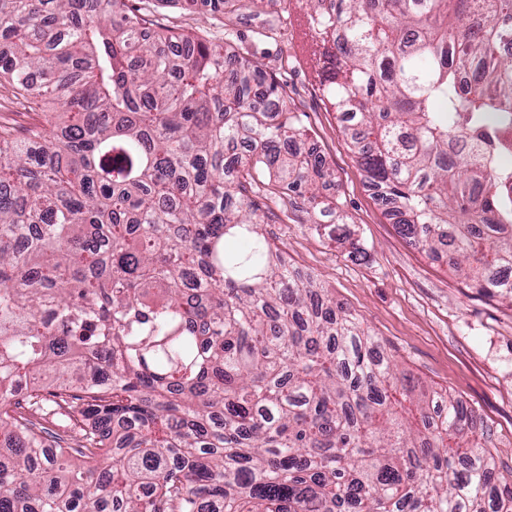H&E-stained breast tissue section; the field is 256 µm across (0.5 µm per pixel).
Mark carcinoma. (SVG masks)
I'll return each instance as SVG.
<instances>
[{"mask_svg":"<svg viewBox=\"0 0 512 512\" xmlns=\"http://www.w3.org/2000/svg\"><path fill=\"white\" fill-rule=\"evenodd\" d=\"M221 12L263 0H173ZM398 233L512 298V0H299ZM127 0H0V512H512L448 393L277 255L325 158L252 58ZM28 108L25 103L17 100L12 95V89L9 83L6 81H0V114L7 115L16 118L19 122L24 123L28 118L22 114L16 116L12 113L3 112H25L23 109Z\"/></svg>","mask_w":512,"mask_h":512,"instance_id":"cac0c4a2","label":"carcinoma"}]
</instances>
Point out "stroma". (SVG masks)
Instances as JSON below:
<instances>
[{"label":"stroma","instance_id":"obj_1","mask_svg":"<svg viewBox=\"0 0 512 512\" xmlns=\"http://www.w3.org/2000/svg\"><path fill=\"white\" fill-rule=\"evenodd\" d=\"M156 31L223 41L252 57L284 88L309 141L335 172L325 196H341L366 254L316 233L301 210L263 230L293 268L310 274L360 318L401 372L424 390L448 392L477 417L479 442L512 484V300L458 283L447 261L428 258L398 234L359 166L337 113L328 111L305 42L297 0H263L227 13L143 0Z\"/></svg>","mask_w":512,"mask_h":512}]
</instances>
